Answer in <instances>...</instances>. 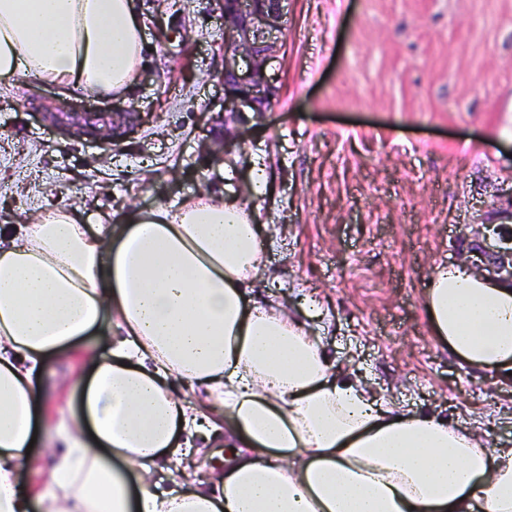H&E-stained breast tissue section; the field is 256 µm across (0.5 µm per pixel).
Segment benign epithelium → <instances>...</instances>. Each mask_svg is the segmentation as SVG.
Wrapping results in <instances>:
<instances>
[{"mask_svg": "<svg viewBox=\"0 0 512 512\" xmlns=\"http://www.w3.org/2000/svg\"><path fill=\"white\" fill-rule=\"evenodd\" d=\"M282 0H224V111L264 112L275 92L267 68L277 52L269 35L280 27ZM44 116L74 138L96 139L134 129L136 112H46ZM494 244L479 247L472 268L512 282V196L487 223L466 225Z\"/></svg>", "mask_w": 512, "mask_h": 512, "instance_id": "obj_1", "label": "benign epithelium"}]
</instances>
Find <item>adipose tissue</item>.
<instances>
[{"mask_svg": "<svg viewBox=\"0 0 512 512\" xmlns=\"http://www.w3.org/2000/svg\"><path fill=\"white\" fill-rule=\"evenodd\" d=\"M146 43L137 0H0V84L32 77L77 96L133 88ZM201 193L130 209L90 233L52 207L0 230V512H512V448L488 433L399 411L353 365L336 366L305 321L262 287L255 196ZM424 307L468 367L512 372V283L435 266ZM108 336L78 392L50 492L25 484L47 357ZM206 385L231 414L223 473L193 469L219 427L175 400ZM171 455L175 488H153Z\"/></svg>", "mask_w": 512, "mask_h": 512, "instance_id": "adipose-tissue-1", "label": "adipose tissue"}]
</instances>
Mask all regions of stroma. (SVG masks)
Here are the masks:
<instances>
[{
    "label": "stroma",
    "mask_w": 512,
    "mask_h": 512,
    "mask_svg": "<svg viewBox=\"0 0 512 512\" xmlns=\"http://www.w3.org/2000/svg\"><path fill=\"white\" fill-rule=\"evenodd\" d=\"M138 5L148 53L127 96L68 98L33 78L26 97L0 92V215L25 224L49 204L111 224L243 190L264 164L270 292L293 311L316 296L325 318L311 334L401 408L512 446V377L461 366L423 306L430 267L477 248L463 225L512 185V0H285L272 108L231 123L221 0ZM58 106L144 122L117 142H79L44 119ZM109 346L95 336L79 357L46 360L29 484L45 487L65 451L57 426Z\"/></svg>",
    "instance_id": "obj_1"
}]
</instances>
